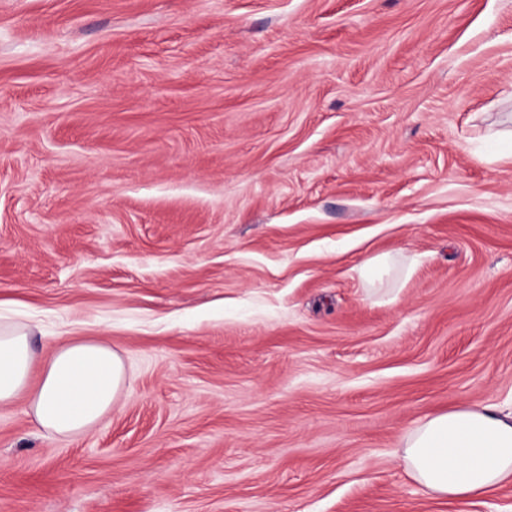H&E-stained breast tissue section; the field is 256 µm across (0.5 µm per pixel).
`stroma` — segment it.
Masks as SVG:
<instances>
[{"mask_svg":"<svg viewBox=\"0 0 512 512\" xmlns=\"http://www.w3.org/2000/svg\"><path fill=\"white\" fill-rule=\"evenodd\" d=\"M510 131L512 0H0V323L127 367L0 512H512L397 453L512 403Z\"/></svg>","mask_w":512,"mask_h":512,"instance_id":"stroma-1","label":"stroma"}]
</instances>
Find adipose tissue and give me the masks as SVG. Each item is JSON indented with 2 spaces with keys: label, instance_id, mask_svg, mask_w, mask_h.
<instances>
[{
  "label": "adipose tissue",
  "instance_id": "adipose-tissue-1",
  "mask_svg": "<svg viewBox=\"0 0 512 512\" xmlns=\"http://www.w3.org/2000/svg\"><path fill=\"white\" fill-rule=\"evenodd\" d=\"M32 335L26 325H0V404L25 400L51 439L79 436L108 417L126 384L111 345L68 339L41 354ZM399 457L431 496L480 497L512 482V408L461 406L432 416L406 433Z\"/></svg>",
  "mask_w": 512,
  "mask_h": 512
}]
</instances>
